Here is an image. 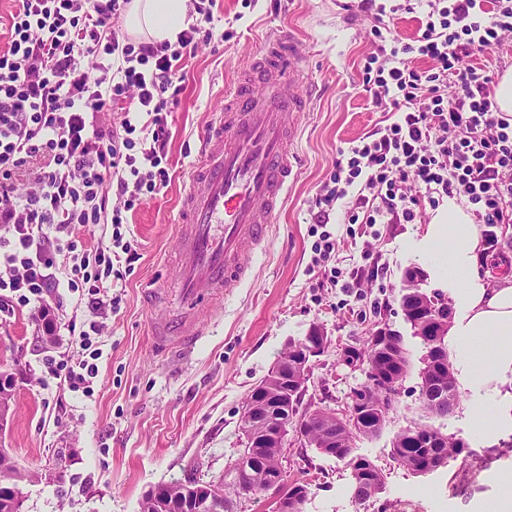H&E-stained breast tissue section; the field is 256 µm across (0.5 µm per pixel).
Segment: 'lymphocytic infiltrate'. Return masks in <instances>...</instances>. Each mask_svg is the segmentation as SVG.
<instances>
[{
    "label": "lymphocytic infiltrate",
    "instance_id": "obj_1",
    "mask_svg": "<svg viewBox=\"0 0 512 512\" xmlns=\"http://www.w3.org/2000/svg\"><path fill=\"white\" fill-rule=\"evenodd\" d=\"M193 2L196 18L172 44L128 35L121 19L131 0H16L0 49V312L27 307L51 322L48 295L59 286L87 301L88 358L47 363L74 392L91 393L98 375L90 335L112 307L114 265L138 254L122 235L91 245L72 228L125 224L170 185L175 93L200 39L215 36L211 6ZM358 8L375 21L362 86L394 119L339 150L316 195L311 266L346 290L361 287L364 272L328 265L346 246L328 229L337 208L371 228L412 223L456 196L476 223L512 224V116L494 107V70L462 63L512 39V0L490 9L484 0H359ZM403 12L417 13L415 36H392L389 23ZM422 59L427 68H416ZM59 252L72 260L61 280Z\"/></svg>",
    "mask_w": 512,
    "mask_h": 512
}]
</instances>
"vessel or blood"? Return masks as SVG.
<instances>
[{
    "label": "vessel or blood",
    "mask_w": 512,
    "mask_h": 512,
    "mask_svg": "<svg viewBox=\"0 0 512 512\" xmlns=\"http://www.w3.org/2000/svg\"><path fill=\"white\" fill-rule=\"evenodd\" d=\"M311 103L294 31L270 29L226 87L183 185L175 272L187 311L155 324L161 350L188 357L214 305L249 281L248 258L266 250L296 176L291 145Z\"/></svg>",
    "instance_id": "vessel-or-blood-1"
}]
</instances>
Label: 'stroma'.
Segmentation results:
<instances>
[{"mask_svg":"<svg viewBox=\"0 0 512 512\" xmlns=\"http://www.w3.org/2000/svg\"><path fill=\"white\" fill-rule=\"evenodd\" d=\"M218 40L200 42L168 125V189L129 212L121 232L139 258L114 281L117 298L98 336L94 393L71 392L50 374L47 359L74 360L81 349L72 325L90 319L85 304L68 296L56 312L55 342H47L29 309L0 314V371L21 378L10 420L0 435L21 467L39 477L23 487V512H140L155 485L197 469L202 479L222 476L242 447L246 398L267 375L289 342L320 327L327 351L317 357L301 408L339 407L357 380L339 361L342 344L368 336L376 318L403 335L412 360L423 354L400 305L403 275L416 258L404 248L421 236L435 216L423 210L413 224L379 225L340 251V263L368 272L361 294L309 276L311 210L328 182L341 149L384 120L362 88L361 66L372 49V18L351 0H214ZM300 35L309 58L314 103L293 148L299 173L264 253L253 256L252 278L216 307L189 361L163 357L151 335L156 319L179 310L171 256L177 242L179 194L213 113L224 103V85L250 59L273 26ZM165 289L164 307L142 300L145 285ZM420 380L410 373L381 433L355 442V452L384 476L379 494L366 502L352 497L351 471L343 462L294 444L283 451L289 478L307 482L305 512H481L493 500L502 473L512 472V432L494 442L472 437L461 411L433 418L434 426L466 438L469 447L447 466L416 475L391 456L396 433L419 420Z\"/></svg>","mask_w":512,"mask_h":512,"instance_id":"obj_1","label":"stroma"}]
</instances>
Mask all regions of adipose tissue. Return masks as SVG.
I'll return each instance as SVG.
<instances>
[{
  "instance_id": "ef3b65f1",
  "label": "adipose tissue",
  "mask_w": 512,
  "mask_h": 512,
  "mask_svg": "<svg viewBox=\"0 0 512 512\" xmlns=\"http://www.w3.org/2000/svg\"><path fill=\"white\" fill-rule=\"evenodd\" d=\"M184 20L185 0H132L127 30L173 42ZM407 247L448 290L454 317L446 344L472 434L491 442L512 432V276L480 273L479 228L453 198Z\"/></svg>"
}]
</instances>
